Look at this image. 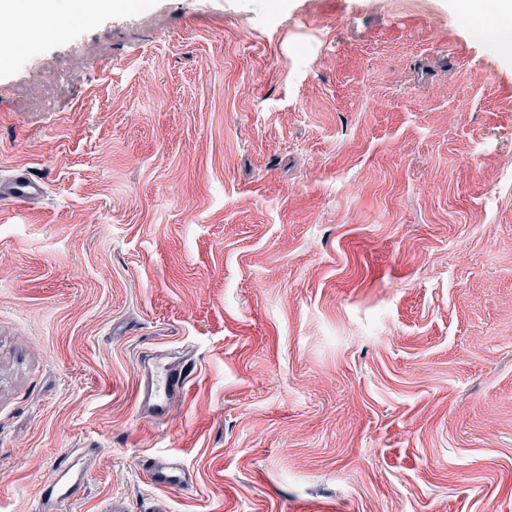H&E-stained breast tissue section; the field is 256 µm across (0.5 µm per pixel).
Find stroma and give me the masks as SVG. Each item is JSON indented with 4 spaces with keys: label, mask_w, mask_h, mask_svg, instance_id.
<instances>
[{
    "label": "stroma",
    "mask_w": 512,
    "mask_h": 512,
    "mask_svg": "<svg viewBox=\"0 0 512 512\" xmlns=\"http://www.w3.org/2000/svg\"><path fill=\"white\" fill-rule=\"evenodd\" d=\"M455 0H119L0 61V512H512V59ZM56 112L13 90L72 41ZM192 373L140 413L147 356ZM184 469L155 488L147 461ZM44 193V184L32 178L23 167H17L7 178L0 179V198L9 200L19 209H24ZM96 448L73 450L59 464L38 498L36 511L61 512L72 494L84 484L89 470L95 461Z\"/></svg>",
    "instance_id": "1"
}]
</instances>
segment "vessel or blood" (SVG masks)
<instances>
[{"instance_id": "b4317fda", "label": "vessel or blood", "mask_w": 512, "mask_h": 512, "mask_svg": "<svg viewBox=\"0 0 512 512\" xmlns=\"http://www.w3.org/2000/svg\"><path fill=\"white\" fill-rule=\"evenodd\" d=\"M44 193V184L32 178L29 171L22 167L0 179V198L9 200L21 209L41 198ZM187 377V366L175 362L157 361L149 365L139 382L138 394L148 403L153 417L162 419L168 415L174 400L183 393ZM95 455L96 451L92 448H80L69 453L44 484L37 502V512H62L75 490L84 484ZM152 480L161 487H179L187 482L185 472L164 459L154 462Z\"/></svg>"}]
</instances>
